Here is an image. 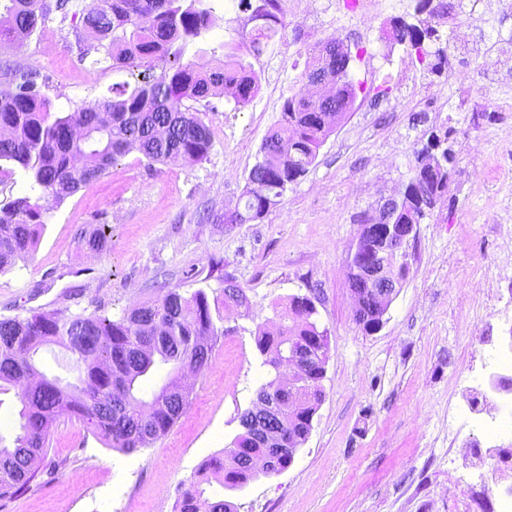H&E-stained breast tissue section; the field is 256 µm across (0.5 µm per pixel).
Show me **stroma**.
I'll list each match as a JSON object with an SVG mask.
<instances>
[{
	"mask_svg": "<svg viewBox=\"0 0 512 512\" xmlns=\"http://www.w3.org/2000/svg\"><path fill=\"white\" fill-rule=\"evenodd\" d=\"M45 2L42 28L59 48L48 55L31 39L18 65L44 81L52 116L110 100L113 84L129 73L98 59L80 18L63 17L57 0ZM238 3L213 0L216 25L200 47L241 41L253 23ZM416 4L390 0L386 11L366 13L345 0H282L277 36L262 53L244 55L260 79L251 102L196 105L211 134L206 160L151 165L133 151L50 206L35 251L0 272V318L97 309L117 318L167 288H201L213 300L228 275L252 307L246 315L224 311L226 332L164 435L125 453L84 421L60 418L36 479L0 497V512H177L203 461L223 455L241 431V413L274 379L255 331L278 324L295 295L312 298L328 336L311 433L285 472L240 491L214 481L208 494L224 495L237 512H497L512 475L480 446L477 430L464 428L450 441L445 420L449 410L485 405L483 361L512 332L502 319L512 313V289L501 283L512 263V216L492 181L498 172L512 177V62L491 80L479 53L449 70H426L392 38L394 20L419 22ZM438 34L512 54V0H479ZM330 39L363 48L353 74L365 94L263 218L225 223L244 206L246 177L284 99L303 87L311 49ZM463 80L475 90L464 110L457 106ZM434 133L447 135L454 154L447 187L409 241L410 273L382 328L364 331L353 319L349 256L363 224L412 177ZM82 225L104 227L108 247L81 249Z\"/></svg>",
	"mask_w": 512,
	"mask_h": 512,
	"instance_id": "1",
	"label": "stroma"
}]
</instances>
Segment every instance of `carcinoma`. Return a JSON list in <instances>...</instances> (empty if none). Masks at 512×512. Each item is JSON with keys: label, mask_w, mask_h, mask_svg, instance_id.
<instances>
[{"label": "carcinoma", "mask_w": 512, "mask_h": 512, "mask_svg": "<svg viewBox=\"0 0 512 512\" xmlns=\"http://www.w3.org/2000/svg\"><path fill=\"white\" fill-rule=\"evenodd\" d=\"M263 2L264 10L251 15L259 25L242 35L257 54L282 24L280 0ZM46 13L43 0H0V45L35 32ZM80 14L84 27L98 34L112 67L137 74L135 85L125 82L112 87V99L101 108L53 118L50 100L36 74L15 68L7 58L0 60V68L14 80L13 90L0 97V161L18 164L57 205L99 179L131 151L151 165L203 160L211 148L210 132L184 101L208 102L230 90L235 105L243 107L259 90V77L243 62L238 45H222L224 60L216 65L212 64L214 49L201 48L184 60L189 45L215 22L213 8L203 0L188 4L184 0H86ZM436 35L431 26L421 28L403 19L393 26V39L414 52L432 72L441 69L448 53L446 45L432 54L427 51L425 40ZM322 48L319 44L312 49L306 70L344 65L341 59L325 57ZM334 110L336 102L316 106L301 91L284 100L281 119L262 142L261 159L249 171L244 211L232 215L229 223L262 218L274 199L305 174L336 126ZM424 158L422 150L407 184L409 193L399 205L401 219L411 208L416 219L425 215L427 206H418L414 199ZM447 181L448 149L443 148L425 176L423 190L436 201ZM45 212V206L27 196L0 208V272L33 250ZM77 236L91 252L104 250L108 243L100 228L81 227ZM221 304L247 311L250 299L242 287L229 284L222 290ZM223 320L220 309L211 308L204 290L185 295L176 288L116 320L99 310L0 318V394L15 391L21 405L19 432L11 445L0 443V496L16 494L35 479L50 425L62 416L85 421L109 447L127 452L164 435L187 406L189 393L177 389L170 379L145 399L141 397L143 383L162 365L171 366L174 372H202L214 341L224 335L219 325ZM289 343L308 355L297 382L307 383L309 390L319 387L328 358L327 336L318 330L303 296L289 299L275 329L255 332L256 348L264 357L263 364L270 367L274 365L272 354ZM51 344L70 354L68 368L75 373V382L50 377L33 363V355ZM267 390L274 394L278 416L263 424L253 410L244 411L239 417L242 432L232 447L224 449V458H210L201 466L204 473L222 475L221 484L229 490L243 489L260 474H280L293 461L288 449L305 441L312 412L307 400L275 394L272 382ZM257 456L269 459L267 467H252V458ZM205 493L202 482L192 484L180 498L179 512H199L200 503L206 512H227L233 507L232 502L208 498Z\"/></svg>", "instance_id": "cac0c4a2"}]
</instances>
